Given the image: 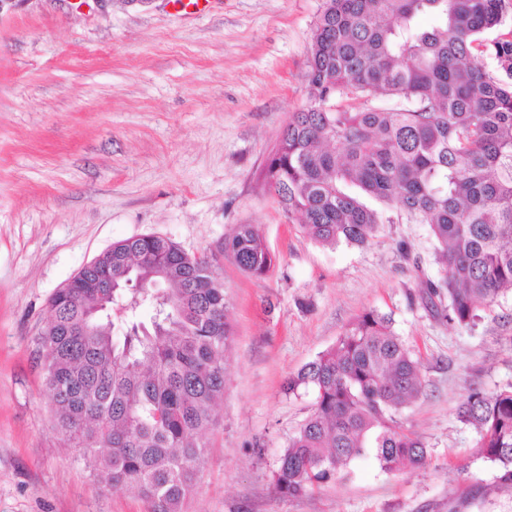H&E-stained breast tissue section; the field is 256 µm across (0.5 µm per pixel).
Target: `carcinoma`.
Wrapping results in <instances>:
<instances>
[{
    "label": "carcinoma",
    "instance_id": "carcinoma-1",
    "mask_svg": "<svg viewBox=\"0 0 512 512\" xmlns=\"http://www.w3.org/2000/svg\"><path fill=\"white\" fill-rule=\"evenodd\" d=\"M509 20L512 0H322L308 103L257 177L325 246H362L384 223L430 225L443 268L422 288L460 326L512 292V30L492 36ZM353 96L378 103L353 112ZM224 250L253 276L276 263L253 224L237 225ZM109 294L121 340L103 309ZM49 307L39 340L58 430L105 485L137 490L151 512H182L224 396L232 332L219 274L171 239L141 235L112 244ZM423 384L391 319L363 312L288 382L292 393L312 390L314 403L282 451L277 493H310L368 455L387 472L426 465L424 442L400 420ZM456 415L511 484L512 384L470 390Z\"/></svg>",
    "mask_w": 512,
    "mask_h": 512
}]
</instances>
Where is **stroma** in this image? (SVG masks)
<instances>
[{"label":"stroma","mask_w":512,"mask_h":512,"mask_svg":"<svg viewBox=\"0 0 512 512\" xmlns=\"http://www.w3.org/2000/svg\"><path fill=\"white\" fill-rule=\"evenodd\" d=\"M321 0H0V512H149L98 483L55 428L38 337L51 295L112 243L155 234L219 271L232 343L224 397L183 512H512V486L455 409L512 383V295L474 324L420 297L435 279L425 224H382L362 246L325 247L264 194L257 175L307 102ZM257 225L265 277L224 250ZM367 310L387 315L421 364L403 409L424 467L373 457L297 498L276 493L281 451L310 414L288 378ZM474 500L462 502V491Z\"/></svg>","instance_id":"stroma-1"}]
</instances>
